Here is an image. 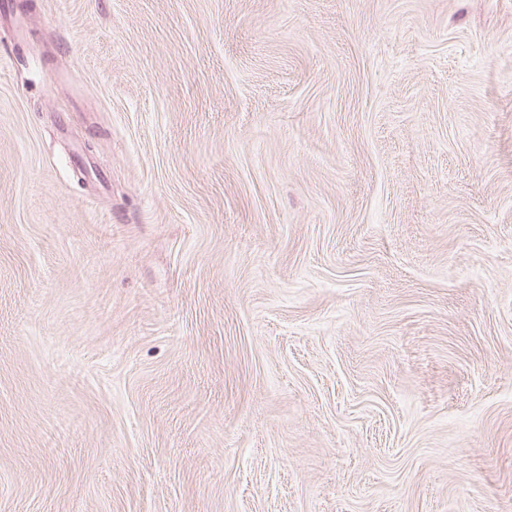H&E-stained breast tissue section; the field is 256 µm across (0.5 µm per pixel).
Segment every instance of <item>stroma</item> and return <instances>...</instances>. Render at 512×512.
Masks as SVG:
<instances>
[{"mask_svg":"<svg viewBox=\"0 0 512 512\" xmlns=\"http://www.w3.org/2000/svg\"><path fill=\"white\" fill-rule=\"evenodd\" d=\"M0 0V512H512V0Z\"/></svg>","mask_w":512,"mask_h":512,"instance_id":"stroma-1","label":"stroma"}]
</instances>
